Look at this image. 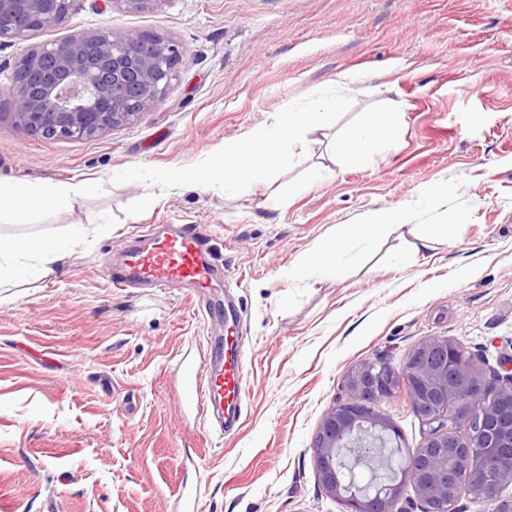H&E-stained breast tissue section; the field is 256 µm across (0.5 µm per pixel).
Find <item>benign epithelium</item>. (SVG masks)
I'll list each match as a JSON object with an SVG mask.
<instances>
[{"label":"benign epithelium","instance_id":"1","mask_svg":"<svg viewBox=\"0 0 512 512\" xmlns=\"http://www.w3.org/2000/svg\"><path fill=\"white\" fill-rule=\"evenodd\" d=\"M74 0H0V39L23 41L35 29L62 25ZM177 43L107 22L61 41L26 50L12 84L0 88L16 124L45 139H91L154 111L179 77ZM512 358L501 370L476 369L459 343L430 337L401 368L384 361L359 364L347 374L348 398L323 415L314 440V465L323 491L347 512H394L406 485L418 512H457L462 492L491 512H512ZM404 387L424 414L428 431L414 449L406 476L376 494L347 492L338 476L340 452L355 460L399 436L379 403Z\"/></svg>","mask_w":512,"mask_h":512}]
</instances>
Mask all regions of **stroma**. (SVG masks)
<instances>
[{"mask_svg": "<svg viewBox=\"0 0 512 512\" xmlns=\"http://www.w3.org/2000/svg\"><path fill=\"white\" fill-rule=\"evenodd\" d=\"M107 22L179 45V77L154 111L91 140H49L0 101V179L94 186L72 211L0 223V235L110 224L45 277L0 288V512H184L188 480L198 512H344L312 446L352 367L400 366L430 336L481 370L512 355V0H76L63 25L0 39V86L26 47ZM322 90L347 109L267 186L228 199L112 180L129 166L197 167ZM385 111L400 115L394 147L364 162L332 151L335 134ZM313 167L325 178L277 206ZM395 208L422 230L462 211L467 222L418 253L413 236L378 234L334 280L289 278L336 229ZM151 224L202 225L224 266L210 305L236 314L246 364L231 430L184 415L175 387L178 360L206 357L223 324L191 290L105 275ZM380 410L402 449L420 446L427 427L404 391Z\"/></svg>", "mask_w": 512, "mask_h": 512, "instance_id": "obj_1", "label": "stroma"}]
</instances>
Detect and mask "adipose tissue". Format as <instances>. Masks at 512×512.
<instances>
[{"mask_svg": "<svg viewBox=\"0 0 512 512\" xmlns=\"http://www.w3.org/2000/svg\"><path fill=\"white\" fill-rule=\"evenodd\" d=\"M345 100L337 94H323L302 107L286 106L270 116L268 123L255 127L240 139L225 143L223 152L196 170L170 169L154 175L164 188L189 183L220 185L225 196L269 183L274 174L296 163L292 142L328 128L330 119L342 110ZM399 133V115L383 112L350 128L334 140V152L353 161L392 148ZM84 181L18 184L0 181V222L29 224L42 211H71L90 191ZM408 226L406 210L388 211L373 224H350L339 228L329 243L301 256L289 269L292 277L332 279L339 277L350 254L352 241L371 240L378 231H399ZM93 229L74 224L66 233L48 238H4L0 236V288L12 282L51 272L54 263L73 253L75 246L94 238Z\"/></svg>", "mask_w": 512, "mask_h": 512, "instance_id": "adipose-tissue-1", "label": "adipose tissue"}]
</instances>
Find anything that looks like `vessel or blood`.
<instances>
[{
  "mask_svg": "<svg viewBox=\"0 0 512 512\" xmlns=\"http://www.w3.org/2000/svg\"><path fill=\"white\" fill-rule=\"evenodd\" d=\"M109 278L118 288L145 286L163 290L174 285L192 289L206 300L224 289L211 255L198 233L186 224H152L138 244L124 252L119 267ZM205 360L183 358L178 374L182 384V407L200 414H223L225 406L243 397L242 339L212 338Z\"/></svg>",
  "mask_w": 512,
  "mask_h": 512,
  "instance_id": "obj_1",
  "label": "vessel or blood"
}]
</instances>
